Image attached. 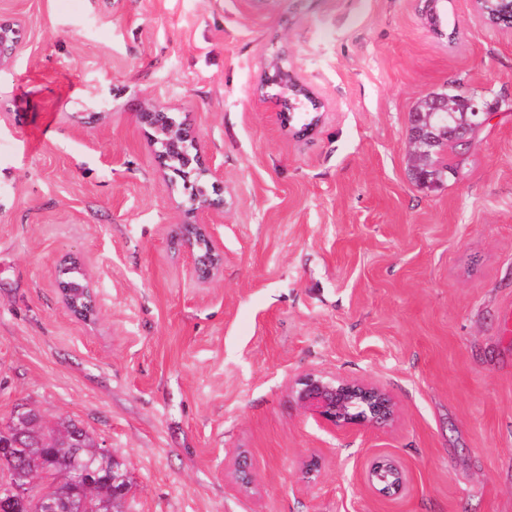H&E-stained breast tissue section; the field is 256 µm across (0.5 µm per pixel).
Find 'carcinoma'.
Here are the masks:
<instances>
[{"label": "carcinoma", "mask_w": 512, "mask_h": 512, "mask_svg": "<svg viewBox=\"0 0 512 512\" xmlns=\"http://www.w3.org/2000/svg\"><path fill=\"white\" fill-rule=\"evenodd\" d=\"M481 9L489 22L512 26V0H484ZM448 97L452 99L453 108L447 114L431 111L428 98L423 99L416 109L426 112L431 126L437 131L447 129L448 155L462 156L471 146L464 140V135L472 131L475 117L468 105V97L458 92H450ZM428 163L441 183L458 174V164L442 155L428 154ZM29 415L32 424L22 436L20 447L13 448L12 457H0V469L7 472L8 478L16 483H29L39 472L47 470L52 475L58 498L72 504L73 509H78L82 499L89 497L97 512H120L122 498L114 494L112 475L124 469V463L71 420L58 423L56 440L46 442L39 426L33 423L37 414L31 411ZM78 460L88 463L93 473L91 483L81 489L73 483V470Z\"/></svg>", "instance_id": "obj_1"}]
</instances>
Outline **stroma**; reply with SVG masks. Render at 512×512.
<instances>
[{
	"label": "stroma",
	"instance_id": "stroma-1",
	"mask_svg": "<svg viewBox=\"0 0 512 512\" xmlns=\"http://www.w3.org/2000/svg\"><path fill=\"white\" fill-rule=\"evenodd\" d=\"M421 2L0 0L21 29L0 69V424L79 423L128 469L123 512H512V32L473 0H440L437 32ZM279 55L319 103L308 134L270 101ZM448 90L492 113L427 190L409 114ZM149 98L224 182L206 283L136 120ZM66 267L97 318L64 306ZM311 371L382 386L394 421L331 432L289 394ZM381 457L400 492L368 484Z\"/></svg>",
	"mask_w": 512,
	"mask_h": 512
}]
</instances>
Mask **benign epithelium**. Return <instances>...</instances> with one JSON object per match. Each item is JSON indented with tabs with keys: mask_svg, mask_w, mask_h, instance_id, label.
Segmentation results:
<instances>
[{
	"mask_svg": "<svg viewBox=\"0 0 512 512\" xmlns=\"http://www.w3.org/2000/svg\"><path fill=\"white\" fill-rule=\"evenodd\" d=\"M20 28L16 21L0 19V68L11 64L18 51ZM271 82L279 87V93L271 96L279 108L278 115L283 124H288L285 106L292 105L294 93L302 89L298 80L279 64H273ZM138 123L148 134L152 144L158 146L156 158L165 166L169 154L179 146L195 138L193 127L185 122H175L166 108L156 102L142 104L136 113ZM200 172L213 179L214 193L200 195L190 181L181 185L184 198L185 221L179 225V233L185 241L189 255V273L201 282L213 279L223 268L224 247L209 229L211 221L224 213V196L221 180L200 156H195ZM66 307L84 319L98 313L91 290L86 288L87 308L77 305L75 292L60 288ZM291 395L297 404L312 418L334 432H344L356 426H383L393 421L395 403L382 387L358 380H349L322 372H310L296 380L291 386ZM406 479L402 469L390 459L375 460L368 471V483L382 492L399 491ZM0 496L19 499L31 504L30 512H64L54 494L50 473H42L35 482L25 485L0 483Z\"/></svg>",
	"mask_w": 512,
	"mask_h": 512,
	"instance_id": "obj_1",
	"label": "benign epithelium"
}]
</instances>
